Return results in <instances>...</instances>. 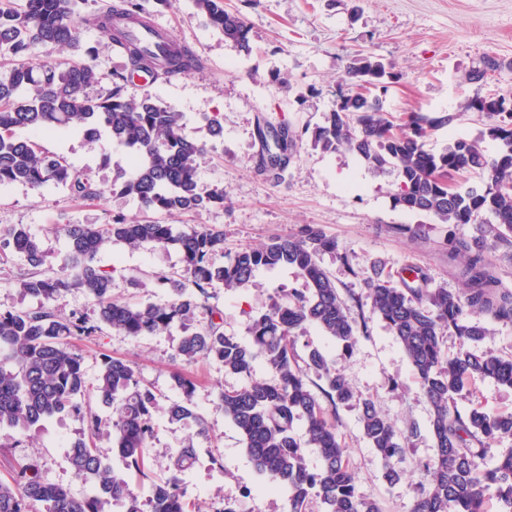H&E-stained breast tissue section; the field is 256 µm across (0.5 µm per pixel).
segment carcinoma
I'll return each instance as SVG.
<instances>
[{
  "label": "carcinoma",
  "instance_id": "carcinoma-1",
  "mask_svg": "<svg viewBox=\"0 0 512 512\" xmlns=\"http://www.w3.org/2000/svg\"><path fill=\"white\" fill-rule=\"evenodd\" d=\"M193 2L225 41L249 50L247 23L227 10L224 0ZM87 3L22 0L17 7H0V54L14 60L12 69L0 77V185H62L75 197L90 199L117 191L136 199L145 216L129 220L118 215L106 224L64 226L66 250L51 274L42 271L45 252L25 225L0 228V257L17 255L28 266L16 288L37 302L27 310H0V426L27 433L58 414L78 417L84 431L69 444L68 461L89 485V492L77 497L70 488L44 480L36 460L23 457L12 465L10 479L0 481V512H32L36 503L44 512H104L111 501L124 502L125 512H200L199 504L187 498L180 478L196 461L193 440L177 451L170 476L159 481L150 476L147 450L155 433L158 402L141 384L136 366L106 355L96 384L87 385L83 358L71 339L94 336L103 325L134 337L177 327L182 331L175 353L180 361L209 359L248 379L239 390H219L216 401L242 435L257 471L270 487L287 493L289 512H303L312 497L320 500L325 512H382L377 502L359 493L342 447L336 410L355 400L346 374L323 351L297 348V332L307 327L333 338L349 356L359 337L368 334L366 319L350 316L320 264L322 254L339 250L336 239L316 224H304L293 234L245 247L218 265L213 256L224 254L223 229L209 224L180 228L146 216L201 214L224 203L223 190L200 185L199 161L206 144L185 134L183 115L149 92L138 99L122 95L135 72L171 80L200 69L203 61L190 46L160 33L155 50L135 38L134 30L149 28L138 0H118L103 12L86 9ZM83 27L100 31L126 59L106 99L86 93L97 79L92 62L49 55L37 63L29 60L32 48L39 45L79 49ZM348 76L349 92L340 95L336 109L313 128V145L326 153L348 150L378 171L392 169L398 181L395 205L407 211L432 214L443 224H491L494 239L512 240V100L491 97L464 106L486 116V135L500 145L495 156L465 139L436 154L425 148V138L452 124L455 115L410 112L396 118L385 112L378 96L360 92L375 78L394 77L379 60H354ZM57 129L79 133L90 142L107 133L129 149L128 169L103 190L35 140L14 136L17 130L39 136ZM303 136L285 127L275 148L290 158ZM119 243L172 248L181 255V279L156 275L159 286L172 287L170 301L130 303L112 297V278L97 260L104 249ZM446 248L448 267L462 285L456 292L431 287L427 274L409 264L396 270L383 265L366 281L372 310L400 341L420 394L432 408L430 432L436 453L425 466L429 481L419 489L412 512H489L491 500L496 512H512V449L496 458L487 456L491 442L512 439V412L491 414L478 403L460 408L455 401L474 379L512 388V354L476 348L488 331L472 320L484 316L511 323L512 291L502 287L488 257L487 236L468 239L451 233ZM280 266L296 268L305 290L292 288L286 298L273 300L268 312L249 325V342L226 335L223 312L210 303L212 290L245 288L258 269ZM73 290L92 300L96 317L56 313L54 303ZM199 314L206 321L197 326ZM447 334L459 339L451 356L443 350ZM259 360L269 376H255ZM171 379L181 399L166 408L168 419L192 423L196 435H207L192 400L193 380L177 369ZM91 390L100 405L112 409L111 417L86 403ZM357 406L364 438L383 461L387 480L398 482L397 464L408 437L374 401L362 399ZM297 421L305 430L303 443L293 434ZM108 428L114 434L112 451L128 471L126 479L114 473L93 445ZM305 445L317 449L319 469H308ZM132 480L149 482L146 499L132 490Z\"/></svg>",
  "mask_w": 512,
  "mask_h": 512
}]
</instances>
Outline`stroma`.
<instances>
[{
    "instance_id": "obj_1",
    "label": "stroma",
    "mask_w": 512,
    "mask_h": 512,
    "mask_svg": "<svg viewBox=\"0 0 512 512\" xmlns=\"http://www.w3.org/2000/svg\"><path fill=\"white\" fill-rule=\"evenodd\" d=\"M250 28V51L225 42L224 36L198 14L192 0H172L162 7L142 0L152 20L193 48L204 60L203 69L170 82L148 84L129 81L128 98L151 92L184 115L186 134L207 146L199 168L203 188H222L224 202L201 215H161L166 224H210L223 228L224 251L257 246L271 237L297 232L304 224L319 225L336 238L339 251L320 261L342 298L365 297V281L374 265L393 268L406 264L422 267L433 285L457 291L448 272L444 239L448 233L478 235L477 224H441L429 213H410L396 207L394 171L368 168L354 153H325L310 137L297 142L293 158L281 178L257 168L261 145L258 124L301 130L321 124L336 107L346 88L345 69L355 58L371 56L392 66L395 77L378 95L386 112L456 114L451 125L430 131L429 149L444 150L454 139L479 141L487 154L498 144L484 134L483 114L464 111L474 99L512 98V0H225ZM82 43L96 47L93 59L98 80L91 96L108 97L113 75L124 60L97 30L82 33ZM483 78H474V71ZM219 115L224 128L214 140L207 120ZM43 146L59 153L77 171L106 191L101 199H78L68 188L47 185L35 191L15 183L0 187V225L23 224L40 240L50 266H57L66 249L61 228L66 224H102L110 216H140L138 203L108 194L120 169L127 167V151L109 135L93 143L81 135H50ZM412 227L409 235L394 233L397 225ZM112 277V294L133 302L163 303L170 289L159 287L156 274L178 275L181 257L171 248L117 244L99 256ZM138 285H131V278ZM305 283L293 267L258 269L251 285L230 294L216 289L215 304L224 312L226 335L247 339L252 320L270 307L273 298ZM353 318H365L369 333L360 337L353 356L340 345L309 327L299 333L298 347L323 350L344 370L357 399L375 401L400 431L416 427L400 464L396 485L384 477V465L364 439L354 403L339 406V432L361 493L376 500L383 512H409L420 485L426 481L424 465L433 459L430 408L419 394V384L396 336L370 305L351 304ZM180 329L153 336L132 337L103 328L99 335L77 338L73 346L83 357L88 384H95L104 356L129 360L152 389L161 407L155 415L156 435L149 450L153 479L168 477L175 454L187 438H194L198 460L183 475L184 488L202 512H218L224 502L236 503L239 512H288L284 492L265 490L266 480L248 458L242 436L222 408L216 405L219 389L246 386L243 376L226 372L222 365L202 360L186 367L193 378V399L209 434L195 438L194 427L169 421L164 412L180 393L170 379ZM82 423L71 415H57L21 438L0 429V478L9 460L36 457L43 479L87 492L67 461L70 442L79 438Z\"/></svg>"
}]
</instances>
